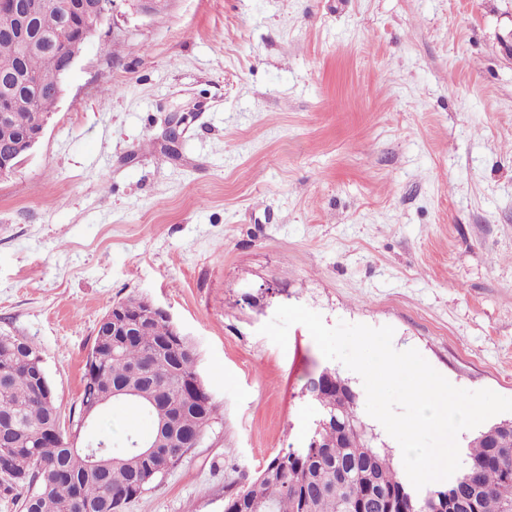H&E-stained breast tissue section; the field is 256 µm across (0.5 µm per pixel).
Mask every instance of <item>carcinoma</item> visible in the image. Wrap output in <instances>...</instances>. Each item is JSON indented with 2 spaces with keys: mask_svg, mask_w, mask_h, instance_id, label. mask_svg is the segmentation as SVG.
Listing matches in <instances>:
<instances>
[{
  "mask_svg": "<svg viewBox=\"0 0 512 512\" xmlns=\"http://www.w3.org/2000/svg\"><path fill=\"white\" fill-rule=\"evenodd\" d=\"M76 14L75 0H44L33 11L32 33L0 46V73L11 71L9 108L12 131L0 126V142L39 127L53 111L57 86L74 33L67 23ZM139 310L141 328L129 336H103L98 329L82 377L78 416L103 415L110 388L129 381L131 370H141L139 393L124 403L151 416L155 426L183 427V440L171 442L168 431L153 430L147 441L157 444L153 457L141 456L139 435L127 436L116 449L106 442L104 455L112 457L108 471L89 467L85 449L74 448L64 428L62 413L47 398V381L39 364L37 346L0 334V413L12 422L0 428V487L27 488L22 512H123L158 477L174 468L189 452L191 439L206 433L216 420V405L195 366L197 351L168 320L156 315L142 298H128ZM319 388L318 407L331 409L344 402L339 422L329 421L317 434L318 445L286 448L272 457L256 478L224 499V512H236L244 503L251 512H393L400 494L415 503L427 496L448 501L452 512H512V428L491 426L476 437L460 473L479 470L473 482L409 485L392 460L372 446L358 428L355 400L348 389L338 392L337 375Z\"/></svg>",
  "mask_w": 512,
  "mask_h": 512,
  "instance_id": "1",
  "label": "carcinoma"
}]
</instances>
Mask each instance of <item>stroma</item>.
Wrapping results in <instances>:
<instances>
[{
    "label": "stroma",
    "instance_id": "1",
    "mask_svg": "<svg viewBox=\"0 0 512 512\" xmlns=\"http://www.w3.org/2000/svg\"><path fill=\"white\" fill-rule=\"evenodd\" d=\"M512 0H115L40 142L0 179V332L34 342L62 414L112 304L166 309L217 421L123 512H224L302 447L329 368L278 306L394 329L454 386L512 398ZM183 137H162L171 114ZM151 418L107 407L121 445Z\"/></svg>",
    "mask_w": 512,
    "mask_h": 512
}]
</instances>
